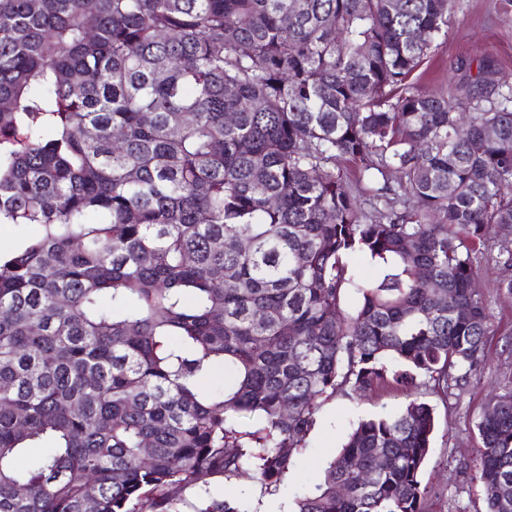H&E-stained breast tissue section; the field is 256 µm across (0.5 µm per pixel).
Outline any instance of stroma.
I'll return each mask as SVG.
<instances>
[{"instance_id": "1", "label": "stroma", "mask_w": 512, "mask_h": 512, "mask_svg": "<svg viewBox=\"0 0 512 512\" xmlns=\"http://www.w3.org/2000/svg\"><path fill=\"white\" fill-rule=\"evenodd\" d=\"M484 56L495 61L497 79L512 84V0H458L447 36L434 43L411 80L426 92L453 85L465 75L461 62ZM503 239L512 242V232L499 230L497 238L478 245L475 253L480 268L476 287L491 322L482 374L465 383L449 382L444 393L386 384L361 397L337 394L323 402L292 478L276 494L259 497L247 469L224 488L214 489V496L234 499L247 512H291L294 500L318 482L353 423L416 398L432 407L436 422L434 447L421 475L428 490L426 512H486L484 491L474 477L482 446L478 422L490 395L512 392V298L497 287L499 281L512 279V266L498 258Z\"/></svg>"}]
</instances>
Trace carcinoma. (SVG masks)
Segmentation results:
<instances>
[{"label":"carcinoma","instance_id":"obj_1","mask_svg":"<svg viewBox=\"0 0 512 512\" xmlns=\"http://www.w3.org/2000/svg\"><path fill=\"white\" fill-rule=\"evenodd\" d=\"M456 2L0 0V512H247L203 478L275 494L320 401L482 366L512 86L410 83ZM478 430L512 512L511 394ZM433 432L359 421L294 512H424Z\"/></svg>","mask_w":512,"mask_h":512}]
</instances>
